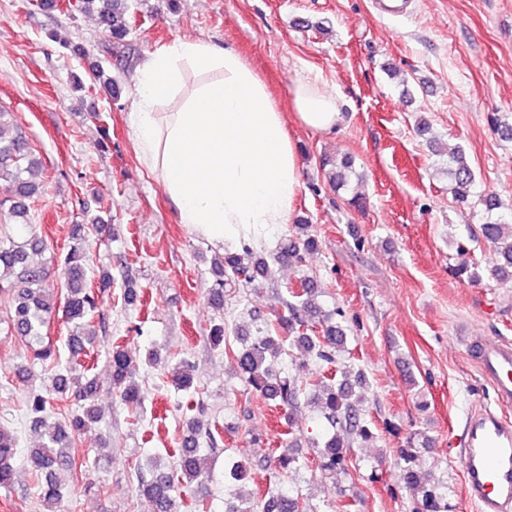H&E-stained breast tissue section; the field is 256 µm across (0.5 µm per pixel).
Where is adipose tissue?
<instances>
[{
  "instance_id": "adipose-tissue-1",
  "label": "adipose tissue",
  "mask_w": 512,
  "mask_h": 512,
  "mask_svg": "<svg viewBox=\"0 0 512 512\" xmlns=\"http://www.w3.org/2000/svg\"><path fill=\"white\" fill-rule=\"evenodd\" d=\"M302 126L336 128L334 96L297 84ZM139 157L194 233L260 246L287 223L301 173L282 112L233 48L183 39L148 54L128 115Z\"/></svg>"
}]
</instances>
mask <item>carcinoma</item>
Here are the masks:
<instances>
[{
    "instance_id": "1",
    "label": "carcinoma",
    "mask_w": 512,
    "mask_h": 512,
    "mask_svg": "<svg viewBox=\"0 0 512 512\" xmlns=\"http://www.w3.org/2000/svg\"><path fill=\"white\" fill-rule=\"evenodd\" d=\"M76 7L94 11L100 27L112 42H125L130 33L131 0H78ZM353 164V159L346 156L336 164L333 176L336 185H347L346 178L352 172ZM41 167V160L19 131L14 113L0 109V183L8 184L12 191L10 197L0 200V211L9 216L8 224L0 230V295L11 297L4 320L7 330L23 343L32 362L41 364L48 371L45 389L31 391L25 396L26 415L31 427L41 431L42 437L41 444L30 449L27 463L37 475L35 495L44 512H57L64 498L61 473L75 476L89 471L93 464H100L96 457L78 463L71 453L73 438L99 420L95 401L100 387L84 370L73 366L68 369L59 367L48 327L56 310H62V318L68 325L66 345L69 352L76 359L87 355L96 339L90 320L105 290L112 286V275L107 271L100 274L98 286L90 287L86 252L75 245L62 260L65 293L59 296L46 287L48 272L35 260V256L45 249V242L31 222L28 205L43 188L38 180ZM438 170L447 176L452 198L478 208L483 215L484 222L479 225L478 234L492 246L495 255L493 266L485 274L499 283L512 282V221L507 222L498 215L501 209L498 196L492 192L473 194L475 176L463 150L458 147L448 153V159L439 163ZM103 227L97 218L90 224H75L71 239L82 243L87 234L98 233ZM317 247V240L308 233V225L300 224L297 235L281 239L276 259L301 264L317 251ZM268 270L267 256L246 244L237 252L215 257L213 271L219 280L208 295L211 308L217 313L224 311L223 278L255 287L266 280ZM452 272L456 278L469 282L480 281L485 275L479 266L465 259L458 262ZM320 297L321 292L314 281L306 279L299 291H289V298L283 301L286 313L278 316L277 324H257L248 334H233L220 320L210 327V343L216 350H229L231 342H236V351L232 352L234 369L250 390L291 412L305 390L301 376L309 371V361L335 365L337 356L347 351L345 314L339 309H326ZM290 350L298 351L300 357L294 362V373L286 374L279 367V359ZM108 360L112 389L119 393L121 402L128 408H141L145 393L134 380L135 365L127 350L121 345L111 346ZM193 371L194 366L189 361L180 360L169 371L170 381L176 387L188 390L194 383ZM365 384L362 372L354 373L345 367L336 368L333 376L324 375L313 384L309 404L316 419L326 423L327 427L311 445L316 468L329 479L347 469L353 440L374 438L371 422L362 413ZM71 395L84 403L82 412L71 414L54 426L47 425V416L56 413L59 401ZM216 444L209 424L201 419L194 421L180 440V450L172 455L170 471L161 469L156 457L137 466L135 491L152 502L155 512H174L177 487L198 488L209 480L213 461L205 448ZM16 448L14 432L0 427V488L6 491L12 488L15 480ZM268 463L277 479L289 478L307 467L293 431H288L285 447L273 450ZM246 476L245 464L229 455L224 456V479L228 481L227 490L231 491L230 497L224 500V512H314L298 492L283 487L267 491L251 509H240L235 504L238 493L232 488ZM403 482L406 489L421 496L425 512H437L438 487L430 484L429 475L413 454L405 458Z\"/></svg>"
}]
</instances>
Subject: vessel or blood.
<instances>
[{
	"label": "vessel or blood",
	"instance_id": "vessel-or-blood-1",
	"mask_svg": "<svg viewBox=\"0 0 512 512\" xmlns=\"http://www.w3.org/2000/svg\"><path fill=\"white\" fill-rule=\"evenodd\" d=\"M476 362L498 401L511 404L512 346L481 344ZM461 463L467 495L479 512H512V423L491 411L472 415Z\"/></svg>",
	"mask_w": 512,
	"mask_h": 512
}]
</instances>
